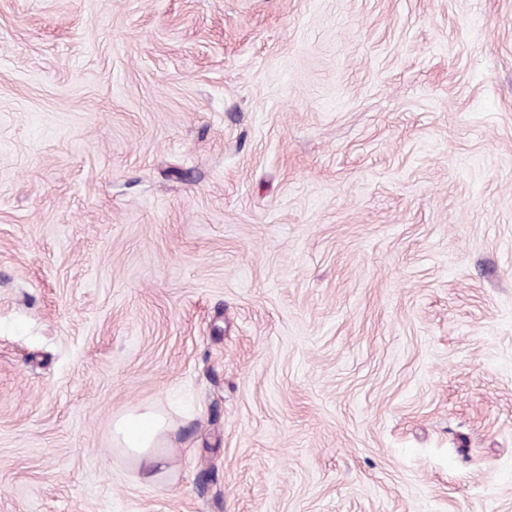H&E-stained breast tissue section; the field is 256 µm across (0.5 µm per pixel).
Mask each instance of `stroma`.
Listing matches in <instances>:
<instances>
[{
	"instance_id": "obj_1",
	"label": "stroma",
	"mask_w": 512,
	"mask_h": 512,
	"mask_svg": "<svg viewBox=\"0 0 512 512\" xmlns=\"http://www.w3.org/2000/svg\"><path fill=\"white\" fill-rule=\"evenodd\" d=\"M0 512H512V0H0ZM169 427L164 417L153 412L131 411L115 422L116 439L139 461L157 462L154 448H163Z\"/></svg>"
}]
</instances>
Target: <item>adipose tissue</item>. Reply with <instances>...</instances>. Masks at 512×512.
Returning <instances> with one entry per match:
<instances>
[{
  "mask_svg": "<svg viewBox=\"0 0 512 512\" xmlns=\"http://www.w3.org/2000/svg\"><path fill=\"white\" fill-rule=\"evenodd\" d=\"M168 425L164 417L153 412L131 411L116 421L118 442L138 460L158 461L157 450L166 441Z\"/></svg>",
  "mask_w": 512,
  "mask_h": 512,
  "instance_id": "ef3b65f1",
  "label": "adipose tissue"
}]
</instances>
